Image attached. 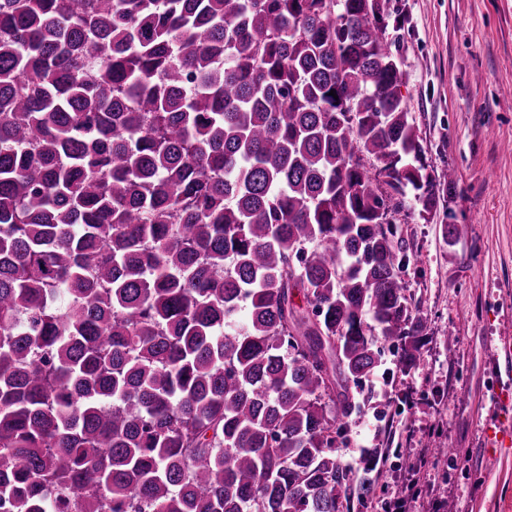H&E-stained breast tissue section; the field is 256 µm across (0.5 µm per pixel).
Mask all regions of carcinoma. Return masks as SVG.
<instances>
[{
  "label": "carcinoma",
  "mask_w": 512,
  "mask_h": 512,
  "mask_svg": "<svg viewBox=\"0 0 512 512\" xmlns=\"http://www.w3.org/2000/svg\"><path fill=\"white\" fill-rule=\"evenodd\" d=\"M387 0H0V512H350L438 184ZM336 91V96L329 95Z\"/></svg>",
  "instance_id": "cac0c4a2"
}]
</instances>
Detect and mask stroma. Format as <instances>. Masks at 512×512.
<instances>
[{"instance_id":"obj_1","label":"stroma","mask_w":512,"mask_h":512,"mask_svg":"<svg viewBox=\"0 0 512 512\" xmlns=\"http://www.w3.org/2000/svg\"><path fill=\"white\" fill-rule=\"evenodd\" d=\"M402 15L391 50L435 176L454 172L430 219L407 200L399 234L410 258L403 293L426 320L420 362L400 369L381 342L371 398L348 429L342 463L361 472L385 449L378 485L361 512H512V446L489 447V420H512V0H389ZM461 227L448 239L445 225ZM443 454L431 453V445Z\"/></svg>"}]
</instances>
